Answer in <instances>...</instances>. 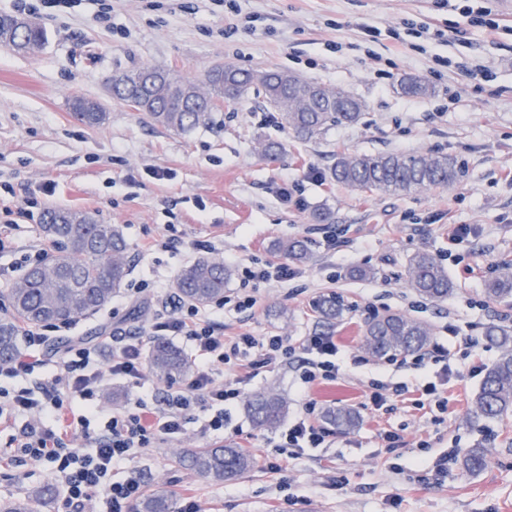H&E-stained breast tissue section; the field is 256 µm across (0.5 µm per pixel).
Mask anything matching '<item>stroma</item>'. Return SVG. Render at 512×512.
I'll return each instance as SVG.
<instances>
[{
  "label": "stroma",
  "instance_id": "obj_1",
  "mask_svg": "<svg viewBox=\"0 0 512 512\" xmlns=\"http://www.w3.org/2000/svg\"><path fill=\"white\" fill-rule=\"evenodd\" d=\"M29 2L48 33L44 50L29 56L0 47V316L10 283L36 254L52 251L42 229L50 207L121 225L131 256L127 281L108 308L56 332L57 343L102 346L112 331L147 328L192 260L179 244L169 245L174 233L232 259L231 293L245 287V268L280 262L272 241L309 240L313 259L294 279L257 283L253 308L225 310V335L296 341L315 330L312 303L319 294L339 293L352 307L332 330L340 348L336 381L303 389V359L295 354L263 370L246 390L275 386L292 418L307 398L321 413L350 407L358 428L334 432L322 447L281 458L273 468L268 457L278 429L257 427L240 403L232 410L233 432L202 437L191 423L183 437L147 449L139 462L145 487L167 488L176 508L193 499L202 512H512V417H474L482 377L471 371L499 356L486 326L503 317L512 322V307L484 292L493 265L512 259V0H492L497 32L471 27L461 34L460 0H105L106 15L96 0L68 8ZM412 21L435 24L446 35L420 38L408 27ZM363 23L381 29L378 41L361 33ZM391 28L401 33L400 49L386 35ZM224 63L344 86L364 104L363 117L299 142L253 92L177 132L106 90L112 73L142 65L192 81ZM470 69L490 70L493 79H468ZM404 75L420 77L432 94H400L396 84ZM78 97L101 102L106 122L78 123L71 110ZM261 136L282 143L287 158L266 162L255 150ZM425 151L457 159L461 175L453 186L405 197L354 195L328 179L341 152ZM25 197L34 207L20 218L13 209ZM325 205L335 219L316 223L313 214ZM457 224L471 229L460 244L449 238ZM421 249L446 266L454 283L447 300L431 303L407 287L405 265ZM358 266L374 269V277H351ZM387 308L427 321L435 340L451 333L477 352L448 380L442 423L430 408L414 405L417 386L435 379L440 366L416 364L411 355L391 364L361 349L365 318ZM376 381L403 387L390 410L366 406ZM385 430L400 435V452L385 448ZM218 442L248 450L250 472L211 482L180 463V455ZM476 445L486 448L488 465L464 474L458 458ZM12 454L9 434L1 432L0 503L52 482L45 467L12 462Z\"/></svg>",
  "mask_w": 512,
  "mask_h": 512
}]
</instances>
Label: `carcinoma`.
<instances>
[{
  "mask_svg": "<svg viewBox=\"0 0 512 512\" xmlns=\"http://www.w3.org/2000/svg\"><path fill=\"white\" fill-rule=\"evenodd\" d=\"M47 41L43 27L18 16H0V46L36 54ZM112 95L139 100L140 111L154 123L186 132L208 120L218 103L234 105L257 87L265 102L279 113L280 123L299 140H311L337 124H355L363 116V103L341 86L306 81L292 73L263 69L245 71L226 64L207 72L196 82L160 69L115 73L107 77ZM403 94L423 97L429 86L413 77L399 83ZM73 116L87 127L104 123L101 106L92 109L80 100L73 103ZM459 170L455 160L444 154L398 153L336 155L329 177L353 192H376L402 196L456 182ZM42 229L55 249L48 262L31 265L12 282L7 292L10 314L0 318V362L20 353L18 335L24 328L71 323L104 309L122 288L130 269L128 243L119 224H101L93 216L63 208H50L43 216ZM271 250L297 265L311 258L305 239H278ZM235 277V270L215 258L200 257L180 270L172 288L185 302L205 305L224 297V287ZM406 283L419 297L440 302L453 293L448 270L433 253L418 250L406 268ZM486 296L496 302L512 301V260L500 262L488 280ZM319 322L332 328L343 322L350 307L336 293H323L313 302ZM433 328L424 321L400 311L372 313L365 318L362 350L373 359L411 355L427 348ZM487 339L500 354L489 367L474 397L472 413L490 420H505L512 414V327L490 323ZM152 374L159 380L186 377L192 371L187 355L173 344L158 339L149 354ZM246 412L259 427L273 428L288 413V399L275 388L252 393L246 399ZM326 419L341 432L358 427L359 416L345 406L329 408ZM190 469L200 478L230 481L253 465V458L242 448L214 445L195 448L189 453ZM487 464L486 449H466L461 457L465 473L475 474ZM43 487L24 499L7 503L0 512H35V504L49 495ZM171 493L163 487L150 490L141 502V512H171Z\"/></svg>",
  "mask_w": 512,
  "mask_h": 512,
  "instance_id": "1",
  "label": "carcinoma"
}]
</instances>
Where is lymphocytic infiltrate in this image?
<instances>
[{"label": "lymphocytic infiltrate", "mask_w": 512, "mask_h": 512, "mask_svg": "<svg viewBox=\"0 0 512 512\" xmlns=\"http://www.w3.org/2000/svg\"><path fill=\"white\" fill-rule=\"evenodd\" d=\"M255 304L253 295L239 291L209 308L181 304L159 312L149 327L150 336L183 338L200 362L185 386L170 391L163 403L135 394L129 408L109 415L102 413L97 396L110 381L141 385L146 377L143 341L131 335L112 336L106 355L74 344L65 349L56 370L47 373L41 357L47 336L38 329L27 331L26 352L12 363H0V378L19 382L11 390L0 388V424H17L12 442L19 458L52 463L51 476L59 487L64 512H129L142 489L134 463L147 448L183 435L191 422L201 434H223L225 409L241 400L246 386L242 378L223 381L225 367L244 360L257 374L300 350L307 356L300 375L304 385L336 380L338 347L333 335L314 333L298 345L279 335L225 336L220 320L224 310ZM314 410L313 401L304 403L302 415L275 442L276 455H292L325 443L330 431L310 421ZM77 428L94 441L93 451L71 446L70 436ZM122 462L130 465L127 476L113 479L114 465Z\"/></svg>", "instance_id": "obj_1"}]
</instances>
